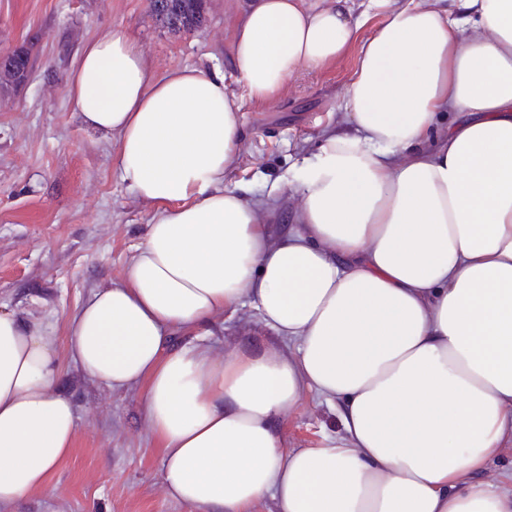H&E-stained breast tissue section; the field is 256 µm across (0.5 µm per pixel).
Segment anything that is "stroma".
<instances>
[{"label": "stroma", "mask_w": 512, "mask_h": 512, "mask_svg": "<svg viewBox=\"0 0 512 512\" xmlns=\"http://www.w3.org/2000/svg\"><path fill=\"white\" fill-rule=\"evenodd\" d=\"M192 30L168 24L155 0H0V54L27 48L24 83L0 89V309L42 322L61 356L59 386L76 408L78 431L47 492L15 512H197L169 498L161 457L143 418L142 387L113 391L88 380L70 358L66 316L91 292L123 281L155 207L118 170V140L86 130L67 96L82 44L123 26L157 75L183 66H219L230 92L235 32L245 0H204ZM371 13L355 40L323 67L301 72L269 101L244 100L242 139L224 173L252 199L295 162L313 155L324 130L346 131L343 90L362 44L384 23ZM275 344L256 312L219 317L211 341ZM335 409L308 393L279 424L286 448L319 446L337 434Z\"/></svg>", "instance_id": "1"}]
</instances>
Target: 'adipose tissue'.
<instances>
[{
  "label": "adipose tissue",
  "instance_id": "obj_1",
  "mask_svg": "<svg viewBox=\"0 0 512 512\" xmlns=\"http://www.w3.org/2000/svg\"><path fill=\"white\" fill-rule=\"evenodd\" d=\"M386 10L343 101L351 130L273 181L298 189L271 240L224 184L240 100L268 101L356 37L353 0H251L219 69L147 68L122 27L67 85L86 129L119 138L120 178L155 206L124 281L67 318L68 351L139 385L166 494L198 512H512V0H367ZM251 306L292 354L205 344ZM55 340L0 311V512L48 489L74 448ZM341 436L284 448L306 393Z\"/></svg>",
  "mask_w": 512,
  "mask_h": 512
}]
</instances>
